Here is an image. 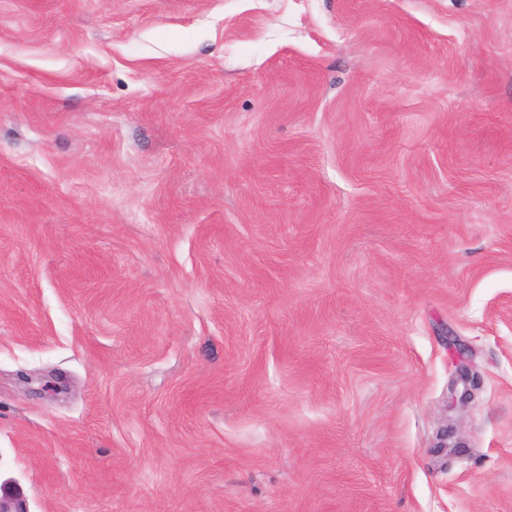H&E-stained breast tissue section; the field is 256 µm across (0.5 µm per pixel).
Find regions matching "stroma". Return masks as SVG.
<instances>
[{
	"label": "stroma",
	"instance_id": "obj_1",
	"mask_svg": "<svg viewBox=\"0 0 512 512\" xmlns=\"http://www.w3.org/2000/svg\"><path fill=\"white\" fill-rule=\"evenodd\" d=\"M0 482L512 512V0H0ZM481 389V379L469 359L461 360L448 384V409L465 408L477 397Z\"/></svg>",
	"mask_w": 512,
	"mask_h": 512
}]
</instances>
